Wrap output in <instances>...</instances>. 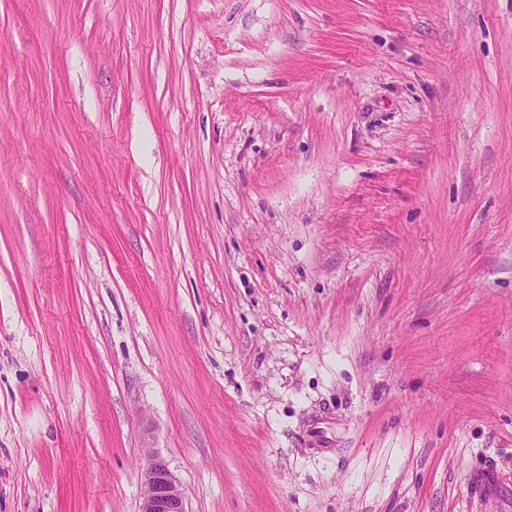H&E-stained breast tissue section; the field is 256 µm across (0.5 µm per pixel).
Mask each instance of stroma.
<instances>
[{"mask_svg":"<svg viewBox=\"0 0 512 512\" xmlns=\"http://www.w3.org/2000/svg\"><path fill=\"white\" fill-rule=\"evenodd\" d=\"M512 512V0H0V512ZM139 512H187L183 492L165 461L148 455L142 467Z\"/></svg>","mask_w":512,"mask_h":512,"instance_id":"1","label":"stroma"}]
</instances>
